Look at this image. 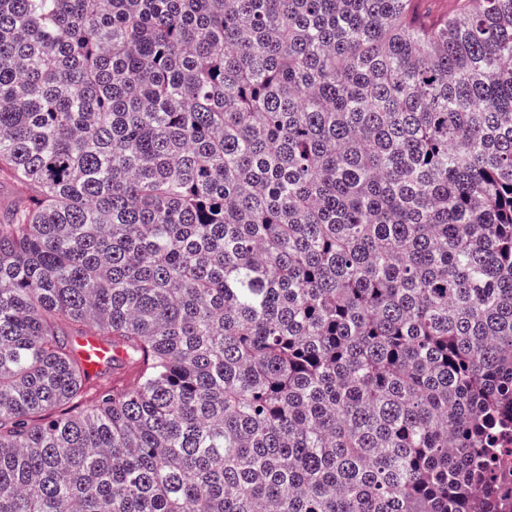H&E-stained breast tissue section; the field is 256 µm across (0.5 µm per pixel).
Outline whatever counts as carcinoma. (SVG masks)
Instances as JSON below:
<instances>
[{
  "label": "carcinoma",
  "instance_id": "carcinoma-1",
  "mask_svg": "<svg viewBox=\"0 0 512 512\" xmlns=\"http://www.w3.org/2000/svg\"><path fill=\"white\" fill-rule=\"evenodd\" d=\"M417 2L0 0V512H478L512 0ZM79 351L91 374L102 369L110 359L109 349L95 336H86L78 341Z\"/></svg>",
  "mask_w": 512,
  "mask_h": 512
}]
</instances>
